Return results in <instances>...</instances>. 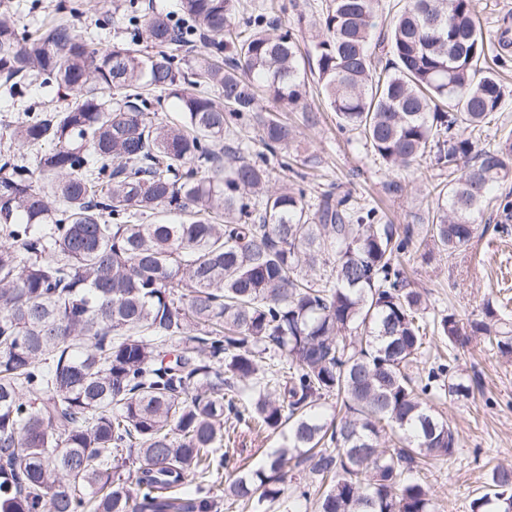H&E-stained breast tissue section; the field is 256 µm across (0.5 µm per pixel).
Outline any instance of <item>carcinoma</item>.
<instances>
[{
    "mask_svg": "<svg viewBox=\"0 0 512 512\" xmlns=\"http://www.w3.org/2000/svg\"><path fill=\"white\" fill-rule=\"evenodd\" d=\"M378 7L330 0L313 72L339 129L381 167L448 171L427 223L403 230L349 193L308 204L286 160L271 190L267 167L245 158L239 121L272 155L294 139L278 108L316 121L297 40L270 33L267 3L240 15L236 0L171 13L123 0V38L105 49L75 32L72 5L26 35L0 11V88L38 81L68 99L13 130L50 149L0 163V512H214L209 494L180 489L224 464L231 419L283 431L285 445L236 467L230 499L295 512L314 491L316 512H437L417 474L457 437L432 401L471 387L434 385L446 364L424 384L407 369L429 331L512 357V328L492 303L467 331L452 312L426 320L401 258L416 239L459 254L512 173V129L477 148L505 96L488 50L508 49L512 28L489 41L473 0H405L375 40ZM199 46L183 66L177 49ZM163 95L177 102L167 121ZM123 454L132 487L112 472ZM299 468L315 489L299 481L286 497L277 484ZM487 485L470 512H512V466Z\"/></svg>",
    "mask_w": 512,
    "mask_h": 512,
    "instance_id": "obj_1",
    "label": "carcinoma"
}]
</instances>
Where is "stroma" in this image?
Masks as SVG:
<instances>
[{
	"label": "stroma",
	"instance_id": "35a3bbf8",
	"mask_svg": "<svg viewBox=\"0 0 512 512\" xmlns=\"http://www.w3.org/2000/svg\"><path fill=\"white\" fill-rule=\"evenodd\" d=\"M59 0H0L13 12L20 30L31 32L55 16ZM83 16L76 31L101 47L120 41L121 34L108 21L115 0H77ZM329 0H276L277 23L295 28L301 53L311 50L317 23ZM308 105L321 112L319 125L303 124L300 113H282L295 126L290 155L317 154V167L306 169L308 200L338 186L353 197L372 201L386 220L417 225L427 220L431 186L447 182V173L410 169L399 175L383 172L372 154L354 136L337 131L333 112L320 98L309 96ZM66 101L53 87L32 85L22 96L0 94V154H23L33 159L35 149H19L12 133L28 109L60 108ZM500 214L488 209L479 218L475 238L467 253L448 258L436 246L413 247L407 261L414 287L427 303L426 318L453 312L467 322L481 315L486 302L505 305L512 321V231L499 232ZM452 372L474 389L471 398H443L436 409L459 435V444L448 457L432 462L423 474L425 485L437 498L440 512H470L469 502L482 491L490 468L512 463V359L502 357L472 339L456 349ZM283 443L281 434L259 432L245 426L227 430L223 451L234 463L247 468L262 466Z\"/></svg>",
	"mask_w": 512,
	"mask_h": 512
}]
</instances>
